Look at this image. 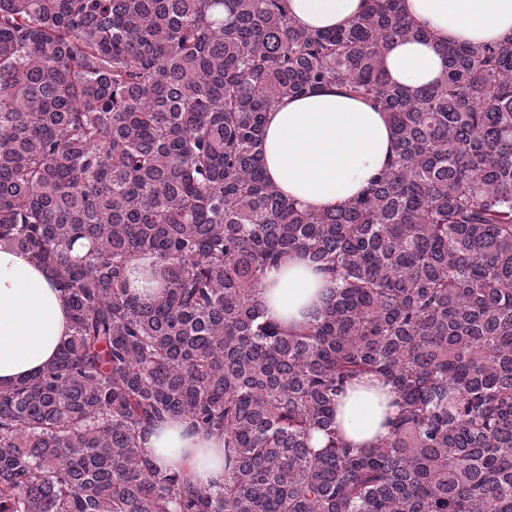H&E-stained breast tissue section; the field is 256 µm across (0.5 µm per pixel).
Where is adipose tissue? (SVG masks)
Here are the masks:
<instances>
[{"instance_id":"1","label":"adipose tissue","mask_w":512,"mask_h":512,"mask_svg":"<svg viewBox=\"0 0 512 512\" xmlns=\"http://www.w3.org/2000/svg\"><path fill=\"white\" fill-rule=\"evenodd\" d=\"M299 26L328 30L347 25L364 0H287ZM406 16L425 27L427 41L395 40L384 56L390 82L409 92L438 77L443 46L499 42L512 37V0H403ZM386 116L334 85L283 99L266 116L259 144L267 178L288 199L322 211L361 193L395 154ZM331 282L293 252L267 275L264 315L285 328L312 322ZM69 334L67 302L50 274L28 255L0 248V384L50 363ZM389 385L377 379L347 388L337 403L336 426L357 448L387 435L395 408ZM160 470L187 473L200 484L224 479V441L189 433L184 423L161 425L145 438Z\"/></svg>"}]
</instances>
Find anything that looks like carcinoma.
Instances as JSON below:
<instances>
[{"label":"carcinoma","instance_id":"cac0c4a2","mask_svg":"<svg viewBox=\"0 0 512 512\" xmlns=\"http://www.w3.org/2000/svg\"><path fill=\"white\" fill-rule=\"evenodd\" d=\"M401 2L308 30L286 0H0V245L72 328L0 388V512H512V39L444 48L407 93L385 52L428 34ZM331 84L397 149L313 212L258 145L273 105ZM291 251L336 282L293 334L260 299ZM366 376L396 411L357 452L336 405ZM169 419L224 437L222 483L154 467Z\"/></svg>","mask_w":512,"mask_h":512}]
</instances>
